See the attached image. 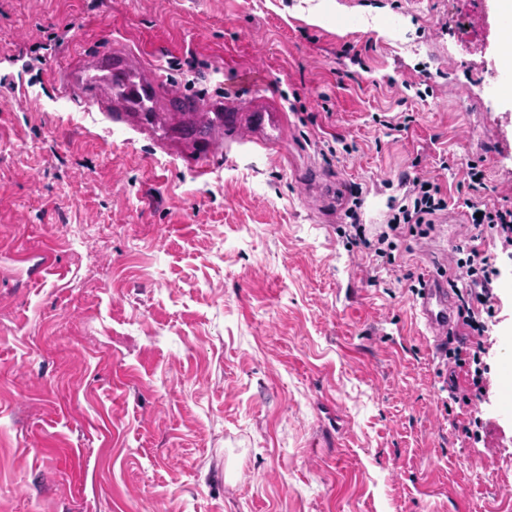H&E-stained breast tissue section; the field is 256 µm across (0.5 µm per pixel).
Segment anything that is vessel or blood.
Wrapping results in <instances>:
<instances>
[{
  "label": "vessel or blood",
  "instance_id": "b4317fda",
  "mask_svg": "<svg viewBox=\"0 0 512 512\" xmlns=\"http://www.w3.org/2000/svg\"><path fill=\"white\" fill-rule=\"evenodd\" d=\"M63 84L68 88L80 87L87 102L97 105L100 111L111 113L114 120L127 123L134 116L160 110L190 112L196 121L205 123L212 114L220 112L224 115L225 127L230 130L249 119L259 124L268 123L271 131L261 138L265 145L275 144L280 139L285 124L283 113L265 114L259 102L246 114L236 102H227L220 97L200 103L192 98H177L164 93L165 79L161 68L142 65L123 52L87 58L81 69L67 74ZM415 307L436 350H444L449 338L459 335L460 325L452 298L438 278L425 279Z\"/></svg>",
  "mask_w": 512,
  "mask_h": 512
}]
</instances>
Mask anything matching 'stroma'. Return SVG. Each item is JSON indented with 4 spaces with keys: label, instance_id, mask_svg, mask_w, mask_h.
I'll use <instances>...</instances> for the list:
<instances>
[{
    "label": "stroma",
    "instance_id": "stroma-1",
    "mask_svg": "<svg viewBox=\"0 0 512 512\" xmlns=\"http://www.w3.org/2000/svg\"><path fill=\"white\" fill-rule=\"evenodd\" d=\"M508 34L497 0H0V512H512V260L482 242L489 402L450 404L414 303L466 289L464 198L512 209ZM114 48L273 100L279 148L200 152L54 82ZM413 177L448 208L378 264L347 209L375 235Z\"/></svg>",
    "mask_w": 512,
    "mask_h": 512
}]
</instances>
